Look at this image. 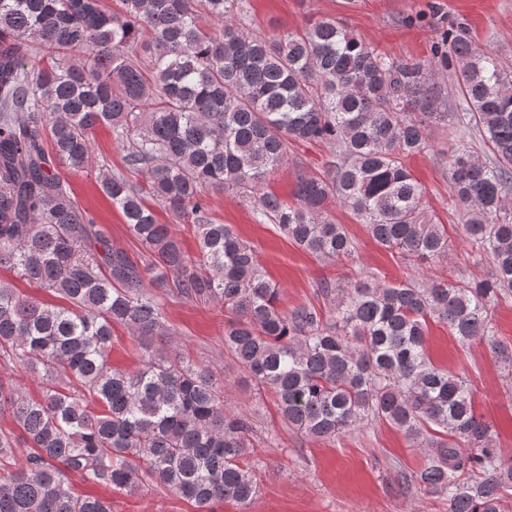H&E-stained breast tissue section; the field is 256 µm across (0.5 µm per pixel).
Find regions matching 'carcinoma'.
<instances>
[{
    "label": "carcinoma",
    "mask_w": 512,
    "mask_h": 512,
    "mask_svg": "<svg viewBox=\"0 0 512 512\" xmlns=\"http://www.w3.org/2000/svg\"><path fill=\"white\" fill-rule=\"evenodd\" d=\"M120 2L114 12L101 0H0V269L63 301L0 282V365L41 379L36 399L0 381V416L21 429H0V512H112L75 494L70 472L130 493L156 485L198 512L216 500L246 512L258 496L253 415L226 408L208 366L165 351L172 332L148 281L232 314L224 350L289 431L334 440L390 424L425 454L404 488L445 498L448 512H501L512 456L494 446L465 377L433 362L426 335L437 318L512 368L488 315L512 293V69L464 31L445 34L460 111L441 112L433 63L382 56L331 19L250 36L234 23L242 0ZM442 122L477 129L493 155L487 165L468 146L448 148L461 233L492 264L489 280L360 274L320 285L327 317L312 305L283 311L254 246L209 217L208 191L235 188L256 223L342 260L355 245L326 217L335 197L410 266L439 262L448 234L428 220L406 159ZM103 125L128 174H101V189L144 246L138 260L112 247L57 173L87 169ZM293 143L324 144L334 159L323 176L299 178L287 206L265 181ZM146 194L192 226L196 254L157 223ZM115 324L139 341L135 370L108 363Z\"/></svg>",
    "instance_id": "carcinoma-1"
}]
</instances>
